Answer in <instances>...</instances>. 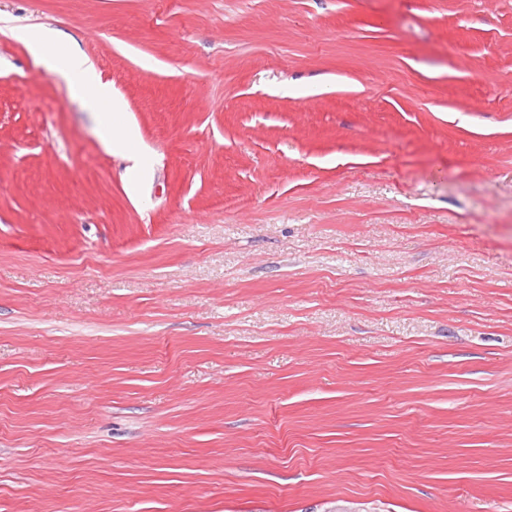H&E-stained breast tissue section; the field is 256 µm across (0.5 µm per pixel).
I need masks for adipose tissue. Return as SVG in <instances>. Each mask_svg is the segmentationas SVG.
Segmentation results:
<instances>
[{
  "label": "adipose tissue",
  "instance_id": "adipose-tissue-1",
  "mask_svg": "<svg viewBox=\"0 0 512 512\" xmlns=\"http://www.w3.org/2000/svg\"><path fill=\"white\" fill-rule=\"evenodd\" d=\"M23 40L35 59L47 64L68 84L79 86L90 107L102 120L101 139L105 149L113 154L127 153L133 132L110 123L112 117L124 112L125 103L110 84L96 77L93 63L58 31L50 28L27 30Z\"/></svg>",
  "mask_w": 512,
  "mask_h": 512
}]
</instances>
